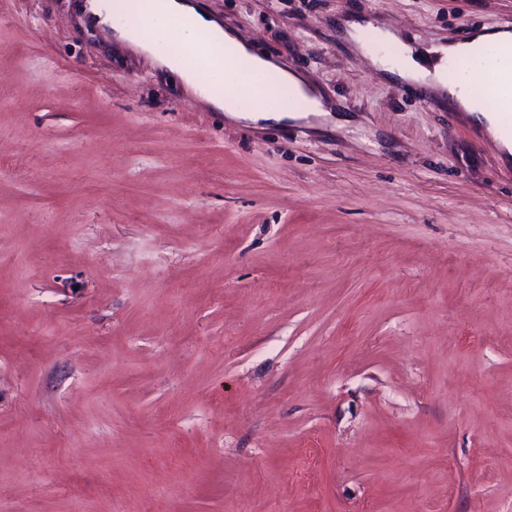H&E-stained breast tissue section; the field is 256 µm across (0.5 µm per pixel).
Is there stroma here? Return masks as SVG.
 <instances>
[{"label":"stroma","instance_id":"obj_1","mask_svg":"<svg viewBox=\"0 0 512 512\" xmlns=\"http://www.w3.org/2000/svg\"><path fill=\"white\" fill-rule=\"evenodd\" d=\"M193 2L333 116L0 0V512H512V160L373 32L512 0Z\"/></svg>","mask_w":512,"mask_h":512}]
</instances>
